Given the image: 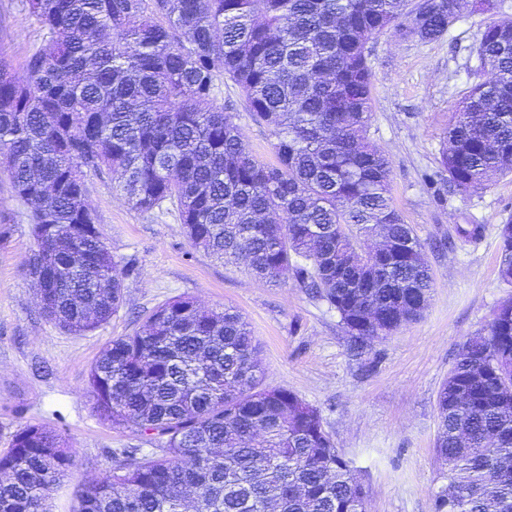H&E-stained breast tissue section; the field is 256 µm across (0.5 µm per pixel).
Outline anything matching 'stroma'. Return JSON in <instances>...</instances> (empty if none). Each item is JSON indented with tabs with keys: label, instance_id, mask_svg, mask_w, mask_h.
Listing matches in <instances>:
<instances>
[{
	"label": "stroma",
	"instance_id": "1",
	"mask_svg": "<svg viewBox=\"0 0 512 512\" xmlns=\"http://www.w3.org/2000/svg\"><path fill=\"white\" fill-rule=\"evenodd\" d=\"M486 20L465 15L435 42L390 34L373 44L368 136L390 160V195L423 244L434 280L420 318L359 349L336 311L291 274L261 282L243 265L194 249L175 206L133 208L106 171L89 175L86 200L114 260L134 272L109 322L83 335L65 332L35 297L26 267L36 247L29 208L0 166V451L26 424L67 438L75 462L52 493L51 512H73L78 489L111 468L115 449L156 448V441L99 420L88 375L107 343L178 297L243 315L259 342L262 385L286 388L320 410L368 491L366 512H435V495L448 482L435 450L439 391L460 347L484 335L497 308L512 299V284L499 275L512 176L464 193L449 192L436 177L444 132L475 81L470 46ZM44 36L21 0H0V52L14 68ZM215 102L233 105L251 154L275 163V138L251 119L240 89L218 78Z\"/></svg>",
	"mask_w": 512,
	"mask_h": 512
}]
</instances>
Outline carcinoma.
Returning <instances> with one entry per match:
<instances>
[{
  "label": "carcinoma",
  "mask_w": 512,
  "mask_h": 512,
  "mask_svg": "<svg viewBox=\"0 0 512 512\" xmlns=\"http://www.w3.org/2000/svg\"><path fill=\"white\" fill-rule=\"evenodd\" d=\"M501 0H22L46 30L18 76L0 56V162L32 209L28 259L47 317L73 334L108 321L130 270L112 259L85 178L110 171L134 208H179L190 244L254 277L291 270L357 346L419 317L432 274L389 196L390 162L368 141L369 43L442 38L489 15L472 47L490 77L448 124L440 173L465 192L512 174V15ZM276 138L251 155L219 76ZM378 232L383 243L364 247ZM512 283V219L501 233ZM257 345L232 308L189 297L112 340L89 374L111 426L159 443L122 448L85 482L76 512H365L366 491L319 409L265 388ZM436 512H512V300L461 347L438 395ZM65 438L26 424L0 454V512H47L73 466Z\"/></svg>",
  "instance_id": "cac0c4a2"
}]
</instances>
